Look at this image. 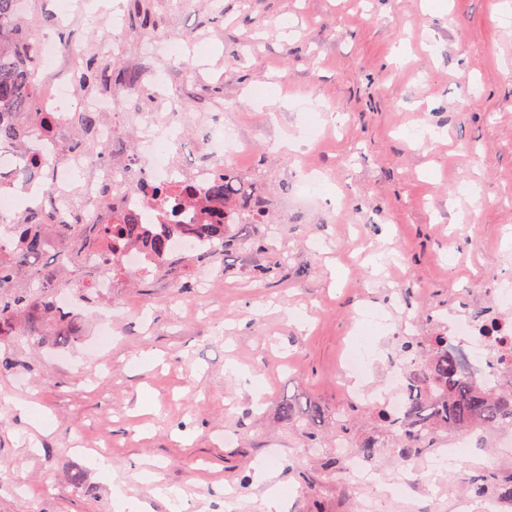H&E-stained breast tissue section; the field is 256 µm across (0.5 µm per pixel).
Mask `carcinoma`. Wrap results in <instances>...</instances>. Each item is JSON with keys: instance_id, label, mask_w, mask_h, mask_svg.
<instances>
[{"instance_id": "carcinoma-1", "label": "carcinoma", "mask_w": 512, "mask_h": 512, "mask_svg": "<svg viewBox=\"0 0 512 512\" xmlns=\"http://www.w3.org/2000/svg\"><path fill=\"white\" fill-rule=\"evenodd\" d=\"M15 0H0V147L16 143L14 119L28 117L27 124L44 131L50 129V118L38 112L34 103L36 86L32 76L35 63L23 44L21 25L15 20ZM79 79L87 87L112 82L108 63L92 57H82ZM211 197L224 199V208L235 212L245 199V187L230 170L219 174L210 189ZM233 217L224 224H148L140 213H124L115 217L113 224L103 229V235L112 243V265L120 262L119 251L123 240L142 234V242L152 253L165 261L170 238L191 231L206 238L217 237L221 243L200 252L208 258L219 249H229L238 242L232 232ZM0 224L22 239L28 252L41 247L40 236L31 232L38 224L36 215L21 212L11 218L0 217ZM11 270L0 266V323H8L30 310L36 297L31 292L8 288ZM404 355L411 357L407 369L408 405L400 418L377 411L378 419L390 430L402 448V455H420L431 451L441 432L454 429H484L508 424L512 426V383L508 388H489L483 385L469 369L465 352L448 344V336L439 333L425 336L416 343L404 346ZM282 413L288 420H304L314 425L326 417L324 409L309 403L301 409L286 401ZM473 491L493 494L512 502V487L497 485V478L484 475L471 480Z\"/></svg>"}]
</instances>
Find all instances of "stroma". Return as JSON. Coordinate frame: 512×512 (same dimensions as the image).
<instances>
[{
  "instance_id": "1",
  "label": "stroma",
  "mask_w": 512,
  "mask_h": 512,
  "mask_svg": "<svg viewBox=\"0 0 512 512\" xmlns=\"http://www.w3.org/2000/svg\"><path fill=\"white\" fill-rule=\"evenodd\" d=\"M30 41L55 30L65 51L110 64L112 86L157 78L198 120L223 111L251 141L233 172L269 210L244 224L241 248L209 259L184 252L141 279L115 272L110 295L51 233L15 263L10 287L38 288L44 270L76 287L74 313L35 309L0 337V512H114L109 478L91 461L109 449L129 496L147 512H266L268 489L285 512H415L387 488L401 450L368 398L337 382L345 350L379 320L370 344L399 353L403 309L414 336L441 330L461 292L492 302L512 278V22L503 0H121L128 17L203 46L179 63L140 64L145 32L108 38L104 13L56 28L49 0H32ZM311 100L315 116L295 105ZM313 121V140L281 142ZM307 166L333 204L284 210ZM397 257L375 270L371 255ZM112 344L90 352L101 328ZM236 363L230 371L228 363ZM296 398L325 409L318 440L283 419ZM39 408L51 430L31 424ZM349 446H380L377 481L357 489L336 448V414ZM500 430L480 435L457 466L424 474V512H461L467 479L497 464L512 474ZM82 471L84 481L70 476ZM177 497H163L158 487Z\"/></svg>"
}]
</instances>
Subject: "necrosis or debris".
<instances>
[{
	"instance_id": "4bbe7bcc",
	"label": "necrosis or debris",
	"mask_w": 512,
	"mask_h": 512,
	"mask_svg": "<svg viewBox=\"0 0 512 512\" xmlns=\"http://www.w3.org/2000/svg\"><path fill=\"white\" fill-rule=\"evenodd\" d=\"M33 55L43 72L37 86L39 111L54 118L51 132L26 128L16 153L26 159L44 162L38 177L23 180L27 195L18 201L12 191L0 192V215L18 210L45 214L54 224H80L93 230L112 223L122 212L147 215L165 213L175 224H201L205 217L194 206L169 197L160 201L148 198L155 188H173L191 181L198 190L208 191L210 182L224 159L240 158L244 147L233 129H225L220 140H206L198 151V161L182 171L167 163L170 152L183 145V117L173 96L156 88L152 97L166 111L161 127L146 135L140 153L100 161L93 154L70 150L81 130L76 119L85 112L109 114L121 101L140 97L139 87H125L111 96L91 94L83 89L72 69L63 65L64 50L56 36L42 34L33 46ZM496 305L475 315L468 311L448 314V337L463 342L480 381L499 386L512 375V289L494 287Z\"/></svg>"
}]
</instances>
